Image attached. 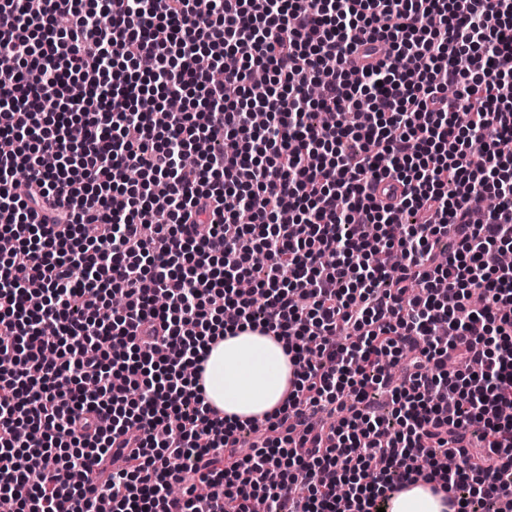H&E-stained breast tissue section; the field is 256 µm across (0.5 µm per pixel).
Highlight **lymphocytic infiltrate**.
<instances>
[{"label": "lymphocytic infiltrate", "instance_id": "f902f5d3", "mask_svg": "<svg viewBox=\"0 0 512 512\" xmlns=\"http://www.w3.org/2000/svg\"><path fill=\"white\" fill-rule=\"evenodd\" d=\"M509 136L512 0H0V494L512 512ZM247 329L295 367L261 425L199 383ZM389 512H454L443 493L435 494L426 484L410 485L394 493L389 501Z\"/></svg>", "mask_w": 512, "mask_h": 512}]
</instances>
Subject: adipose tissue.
Masks as SVG:
<instances>
[{
	"instance_id": "1",
	"label": "adipose tissue",
	"mask_w": 512,
	"mask_h": 512,
	"mask_svg": "<svg viewBox=\"0 0 512 512\" xmlns=\"http://www.w3.org/2000/svg\"><path fill=\"white\" fill-rule=\"evenodd\" d=\"M293 377L284 345L252 331L225 336L212 345L202 383L208 401L225 417L241 421L279 408ZM389 512H451L444 494L415 484L394 493Z\"/></svg>"
}]
</instances>
